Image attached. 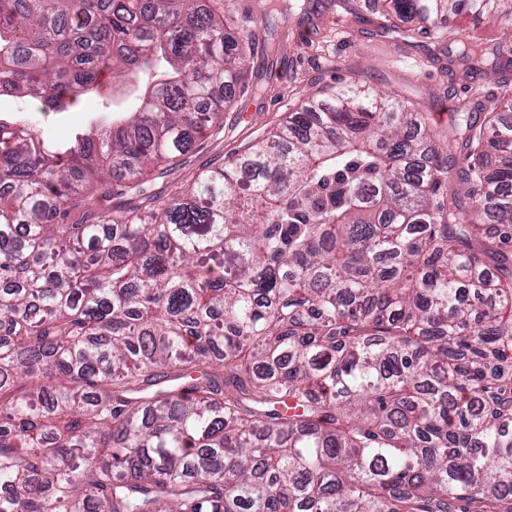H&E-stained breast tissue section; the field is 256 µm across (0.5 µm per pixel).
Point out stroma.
Wrapping results in <instances>:
<instances>
[{"label":"stroma","instance_id":"obj_1","mask_svg":"<svg viewBox=\"0 0 512 512\" xmlns=\"http://www.w3.org/2000/svg\"><path fill=\"white\" fill-rule=\"evenodd\" d=\"M277 0H202L231 24L246 59L245 87L224 106L223 124L198 134L193 149L175 165L159 164L145 174L150 195L167 201L182 194L205 170L224 163L285 120L299 101L328 92L336 82H357L408 100L427 113L437 142L449 155L461 146L453 100H466L472 123L482 122L504 94L512 92V52H500L504 30L461 15L456 28L420 35L373 10L368 0H298L282 12ZM495 54L494 65L466 58L462 42ZM111 90L79 98L64 112L0 98V110L26 114L36 133L63 140L97 113L112 109Z\"/></svg>","mask_w":512,"mask_h":512}]
</instances>
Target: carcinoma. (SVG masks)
I'll return each instance as SVG.
<instances>
[{
  "instance_id": "carcinoma-1",
  "label": "carcinoma",
  "mask_w": 512,
  "mask_h": 512,
  "mask_svg": "<svg viewBox=\"0 0 512 512\" xmlns=\"http://www.w3.org/2000/svg\"><path fill=\"white\" fill-rule=\"evenodd\" d=\"M374 3L512 28V0ZM244 66L199 0H0V98L137 101L65 143L0 112V512H512V97L450 165L425 113L341 83L150 223L99 207Z\"/></svg>"
}]
</instances>
